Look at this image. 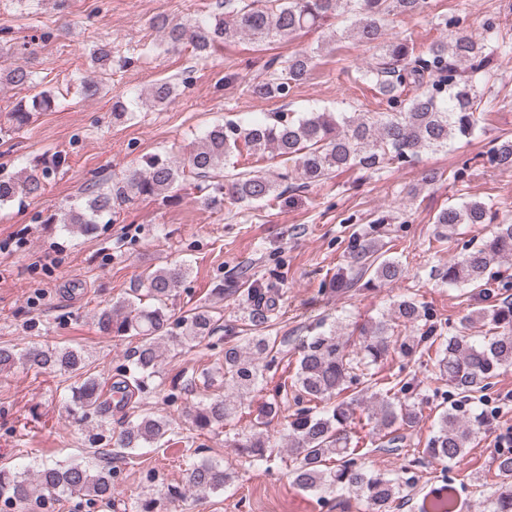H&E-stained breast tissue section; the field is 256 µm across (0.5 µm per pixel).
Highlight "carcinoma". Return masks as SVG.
<instances>
[{
    "label": "carcinoma",
    "instance_id": "carcinoma-1",
    "mask_svg": "<svg viewBox=\"0 0 512 512\" xmlns=\"http://www.w3.org/2000/svg\"><path fill=\"white\" fill-rule=\"evenodd\" d=\"M429 6L428 0H224V12L210 15L190 25L165 19L156 23L161 42L170 49L190 45L195 57L204 59L221 44L246 38L261 46L295 38L303 31L337 24L317 47L288 56L276 55L264 62L261 72L247 84L251 97L284 101L293 88L305 83L317 57L330 44L342 38H354L369 52L359 79L371 84L386 105L383 112H274L264 121L227 120L208 129L188 155V165L196 177L208 181L218 177L224 160L241 149L252 155L276 153L297 164L296 174L288 171L276 177L239 173L231 183L211 184L202 198L205 206L220 208L224 198L251 206L281 194L280 188L297 184L310 187L323 183L335 172L359 168L377 173L391 165L398 168L416 163L428 153L446 150L474 137L485 120L494 98L495 62L512 50L501 35L495 19L485 20L477 35L460 30L463 18L458 13L438 17L439 24L454 29L446 41L434 43L419 53L405 36L388 38L385 22L391 16L411 18ZM18 89L34 84L31 70L22 64L0 72V81ZM176 86L168 79L156 80L147 89L146 101L161 106L170 101ZM54 102L43 92L31 101H18L8 113L14 130L27 126L35 112L51 109ZM487 163L498 170L512 171V138L505 137L487 152ZM34 164L18 172L0 176V205L22 202L42 194L45 181L60 165ZM185 174L180 162L150 155L144 164L121 181L115 192H105L101 183H92L91 197L82 207H71L52 214L47 222L64 225L69 231L89 233L94 225L117 214L127 203L152 198L173 204L179 179ZM498 210L481 201H463L441 209L434 216L437 240L449 242L460 224H491L492 230L478 242H466L448 260L442 282L451 288H485L493 277L492 266L512 259V223L497 222ZM385 219L373 221L371 232L353 234L346 251V271L331 278L328 290L350 291L358 282L366 288H381L400 280L402 264L383 251L385 244L379 227ZM186 276L183 265L150 271L142 288L103 309L97 315L101 333L112 336H139L141 343L128 356L123 379L112 383L113 392L125 400L145 389V378L156 372L161 344L171 340L181 346H194L221 329L210 307L200 305L175 317L167 301ZM244 294L248 321L254 331L241 341L224 346V384L236 395L224 394L189 410L193 430L210 431L237 412L241 397L253 389L262 372L277 362L274 348L277 338L264 336L276 316L275 292L270 288L219 289V293ZM152 303H142V296ZM474 321L487 322L494 335L481 341L467 334ZM416 332L402 336L398 327ZM424 352L435 350L432 380L444 382L459 395V400L437 416L426 454L439 463L459 464L482 427L483 417L472 415L466 405L475 394L489 387L501 368L512 365V301L502 300L464 316L457 334L442 336L430 322L428 309L413 297H402L381 318L369 322L360 331L357 342L350 343L342 329L332 325L299 340L296 372L290 388L315 407H303L288 422L281 438L288 441V476L300 490L336 498L354 496L366 512H392L402 497L409 479L374 470L362 462L359 449L352 446V424L357 413H365L382 433L379 448L392 452L399 448L402 427L419 423L421 412L410 383L398 375L385 382L376 378V368L389 355L410 356L421 343ZM23 360L44 372L77 374L86 367V356L77 348L43 349L31 346L22 351L0 348V371ZM362 386L347 399L341 395L349 388ZM371 395H366L370 389ZM69 410L84 420L105 419L112 412L111 402L103 398L99 378L89 375L71 388ZM280 410L278 397L266 400L259 410V424L265 425ZM180 435L177 420L154 413L140 414L123 431L120 450L167 444ZM231 447L251 465L266 462L276 442L257 431L230 439ZM498 475L505 481L483 501V512H512V450L493 460ZM113 470L101 465H41L35 473L0 468V498L25 504L32 498L56 493L89 496L100 501L112 498ZM228 474L208 460L192 464L184 486H170L160 498L147 496L135 505V512H160V499L182 502L187 494L224 490ZM429 512H457L453 494L428 503Z\"/></svg>",
    "mask_w": 512,
    "mask_h": 512
}]
</instances>
